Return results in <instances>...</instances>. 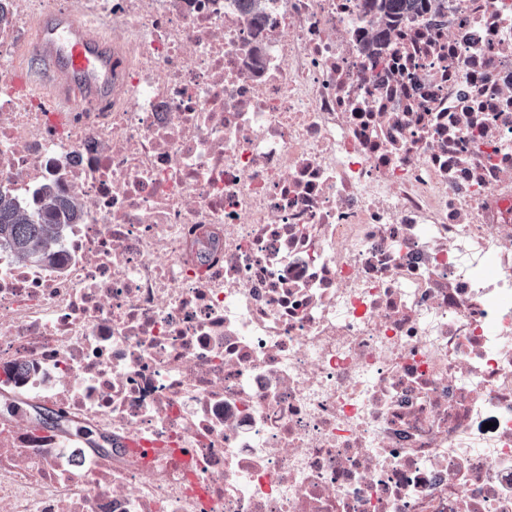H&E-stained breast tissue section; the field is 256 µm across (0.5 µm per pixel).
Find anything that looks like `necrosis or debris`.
I'll use <instances>...</instances> for the list:
<instances>
[{
    "label": "necrosis or debris",
    "mask_w": 512,
    "mask_h": 512,
    "mask_svg": "<svg viewBox=\"0 0 512 512\" xmlns=\"http://www.w3.org/2000/svg\"><path fill=\"white\" fill-rule=\"evenodd\" d=\"M84 2L60 129L0 28V190L82 210L0 249V512H512V0ZM371 2V8L374 9L378 18L387 23L391 20L393 14L401 10L412 8H426L427 2H434V0H365Z\"/></svg>",
    "instance_id": "4bbe7bcc"
}]
</instances>
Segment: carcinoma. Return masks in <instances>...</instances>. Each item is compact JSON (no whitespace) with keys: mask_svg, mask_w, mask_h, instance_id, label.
Instances as JSON below:
<instances>
[{"mask_svg":"<svg viewBox=\"0 0 512 512\" xmlns=\"http://www.w3.org/2000/svg\"><path fill=\"white\" fill-rule=\"evenodd\" d=\"M378 18L386 23L393 14L426 8L429 0H369ZM77 205L58 195H47L34 214L22 211L14 199L0 191V248L5 247L26 263L42 262L57 251L65 225L61 216L73 219Z\"/></svg>","mask_w":512,"mask_h":512,"instance_id":"obj_1","label":"carcinoma"}]
</instances>
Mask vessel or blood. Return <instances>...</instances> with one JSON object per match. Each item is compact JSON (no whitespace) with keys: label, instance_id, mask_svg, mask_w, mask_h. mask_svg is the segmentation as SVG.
<instances>
[{"label":"vessel or blood","instance_id":"obj_1","mask_svg":"<svg viewBox=\"0 0 512 512\" xmlns=\"http://www.w3.org/2000/svg\"><path fill=\"white\" fill-rule=\"evenodd\" d=\"M28 54L39 66L19 72L18 85L42 84L57 94L79 93L87 100L111 89L112 73L119 65L111 43L71 6L40 16Z\"/></svg>","mask_w":512,"mask_h":512}]
</instances>
